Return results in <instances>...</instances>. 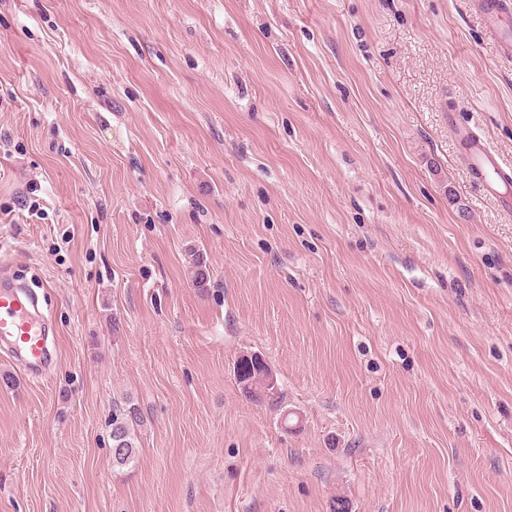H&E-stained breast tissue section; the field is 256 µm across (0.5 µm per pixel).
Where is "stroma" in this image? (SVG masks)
Returning <instances> with one entry per match:
<instances>
[{
    "label": "stroma",
    "instance_id": "1",
    "mask_svg": "<svg viewBox=\"0 0 512 512\" xmlns=\"http://www.w3.org/2000/svg\"><path fill=\"white\" fill-rule=\"evenodd\" d=\"M457 123L512 160L469 0H0V266L58 340L0 359V512H512V215ZM255 357L258 359H255ZM236 380L245 394L258 399H267L272 405L278 406L281 403L277 380L272 374L270 383L275 382L273 387L267 386V378L270 373L267 363L259 359V355L242 356L236 364ZM140 410L134 404H125L116 407L112 413L111 440L112 456L118 457L120 452L118 448H123V455L120 458H113L117 467H126L134 463L135 460V440L136 429L141 422Z\"/></svg>",
    "mask_w": 512,
    "mask_h": 512
}]
</instances>
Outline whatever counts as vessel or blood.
Wrapping results in <instances>:
<instances>
[{
  "label": "vessel or blood",
  "instance_id": "b4317fda",
  "mask_svg": "<svg viewBox=\"0 0 512 512\" xmlns=\"http://www.w3.org/2000/svg\"><path fill=\"white\" fill-rule=\"evenodd\" d=\"M485 18L500 53L512 59V0H471ZM464 159L472 179L492 197L512 186V162L473 128L458 127ZM55 338L41 299L25 286L0 275V353L13 359L31 379L46 377L55 361Z\"/></svg>",
  "mask_w": 512,
  "mask_h": 512
}]
</instances>
